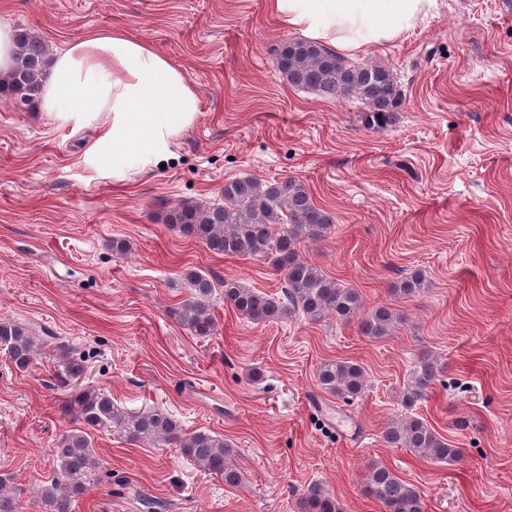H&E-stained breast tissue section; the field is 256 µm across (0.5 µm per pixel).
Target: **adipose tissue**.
Here are the masks:
<instances>
[{
	"instance_id": "ef3b65f1",
	"label": "adipose tissue",
	"mask_w": 512,
	"mask_h": 512,
	"mask_svg": "<svg viewBox=\"0 0 512 512\" xmlns=\"http://www.w3.org/2000/svg\"><path fill=\"white\" fill-rule=\"evenodd\" d=\"M434 0H270L282 26L353 53L381 46L413 28ZM63 123L107 127L92 146L124 178L169 154L192 126L199 98L168 58L122 31L85 34L53 57L40 96Z\"/></svg>"
}]
</instances>
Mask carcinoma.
<instances>
[{
    "label": "carcinoma",
    "instance_id": "obj_1",
    "mask_svg": "<svg viewBox=\"0 0 512 512\" xmlns=\"http://www.w3.org/2000/svg\"><path fill=\"white\" fill-rule=\"evenodd\" d=\"M15 44L17 65L7 76H0V95L15 100L20 107H29L40 97L51 54L44 40L22 27L15 34ZM277 69L289 85L310 89L325 99L359 100L365 106L362 118L368 128L392 125L402 103L390 67L351 62L315 41L285 40L278 53ZM163 221L216 254L261 258L284 276L281 298L237 282H223L224 300L254 323L290 320L300 313L315 322L334 316L344 323L357 321L364 335L381 339L391 335L400 322L391 307L366 309L357 289L341 284L301 258L300 244L324 239L331 231L332 219L298 180L235 177L224 182V203L205 207L181 201L166 207ZM187 280L190 296L179 303L175 316L194 335L210 336L215 330L210 307L215 283L194 271L187 273ZM422 283V276L415 273L397 283L393 292L411 296L421 290ZM46 345L56 352L68 381L82 377L85 366L72 357L73 350L60 338L45 335L40 339L30 326L0 321V349L18 371L38 367ZM438 373L437 361L423 357L404 385V406L412 408L421 401ZM318 381L326 393L343 401L361 396L368 386L364 368L351 361L322 363ZM62 412L80 427L63 433L52 448L53 475L37 490L44 512H72V502L85 493L102 468L92 431H116L132 443L175 445L199 471L221 477L229 486L243 482L241 470L233 463L235 449L224 442V437L189 433L164 409L124 411L104 389L81 383L66 394ZM382 438L390 446L432 462H454L461 457L460 449L415 416L393 421ZM365 489L383 512H424L421 491L382 464L369 467ZM303 508L304 512H340L336 499L320 483L307 486Z\"/></svg>",
    "mask_w": 512,
    "mask_h": 512
}]
</instances>
